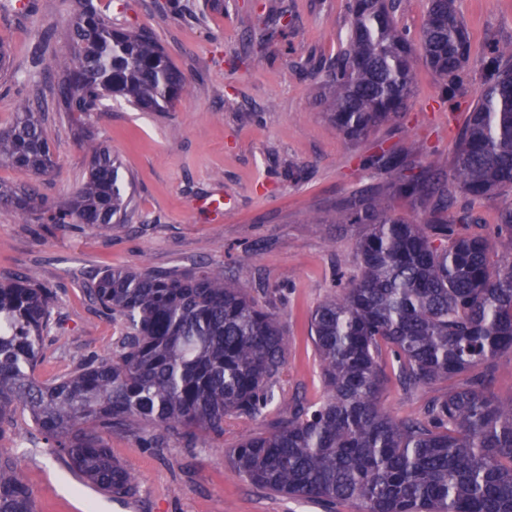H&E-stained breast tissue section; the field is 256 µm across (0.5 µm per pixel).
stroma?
<instances>
[{
  "instance_id": "stroma-1",
  "label": "stroma",
  "mask_w": 512,
  "mask_h": 512,
  "mask_svg": "<svg viewBox=\"0 0 512 512\" xmlns=\"http://www.w3.org/2000/svg\"><path fill=\"white\" fill-rule=\"evenodd\" d=\"M113 27L149 29L183 73L186 95L168 112H142L123 99L105 100L84 123L58 111L44 82L53 61L36 59L43 35L65 51L74 0H31L27 12L0 7V43L9 52L0 70V128L20 102L39 97L54 161L37 178L40 202L65 205L87 177L82 132L103 142L121 163L133 202L123 232L30 224L0 206V279L33 270L54 292L58 322L35 370L48 383L83 359L111 354L122 329L89 298L94 273L147 267L224 270L254 296L265 297L288 334L287 366L276 399L261 416L228 417L224 434L186 446L167 437L163 447H140L134 436L113 434L112 455L138 482L124 501L93 490L55 449L32 436L27 415L16 414L0 434V449L26 472L37 512H324L310 499H290L251 486L225 465L227 451L264 433L293 401L321 403L324 390L309 336L312 312L333 290L336 277L356 279L358 227L338 231L312 223L346 197L385 174L363 168L373 145L404 150L425 147L453 158L457 134L481 88L490 42L512 41V0H455L470 38L461 72L463 93L442 99L438 80L419 64L412 105L398 124L377 127L368 142L352 145L326 118L314 69L345 45V0H94ZM263 44L266 62L246 59ZM275 111H267L268 103ZM232 197L222 216L202 209L214 193ZM462 377L415 391L397 378L383 401L395 417L420 415L427 400Z\"/></svg>"
}]
</instances>
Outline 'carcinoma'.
<instances>
[{
    "mask_svg": "<svg viewBox=\"0 0 512 512\" xmlns=\"http://www.w3.org/2000/svg\"><path fill=\"white\" fill-rule=\"evenodd\" d=\"M77 2L68 49L53 65L51 90L63 111L83 121L107 98L170 111L186 83L152 33L114 29L94 0ZM394 9L395 0H349L348 47L322 80L323 111L351 144L407 111L420 54L443 98L461 92L470 41L454 0H429L416 42ZM483 70L453 165L410 152L374 159L390 174L386 190L419 204L423 223L392 212L385 190L354 194L312 218L364 228L361 275L338 281L311 317L325 401L295 402L238 444L228 465L240 480L328 508L352 503L357 512H512V393L493 390V358L512 351V203L489 232L469 231V212L448 218L459 195L512 190V42L492 43ZM83 148L89 175L69 206L47 208L33 184L2 182L0 205L33 224L119 231L131 204L120 163L91 136ZM0 165L34 176L53 167L29 100L0 130ZM87 292L124 326L115 350L46 384L34 371L52 324V291L32 272L0 282V437L21 411L85 480L126 499L137 480L112 457V433H132L150 448L167 436L194 446L223 434L225 418H254L275 400L288 352L281 317L224 272L109 268ZM388 355L408 390L469 377L431 397L422 416L397 419L381 402ZM0 512H35L26 475L7 453Z\"/></svg>",
    "mask_w": 512,
    "mask_h": 512,
    "instance_id": "obj_1",
    "label": "carcinoma"
}]
</instances>
